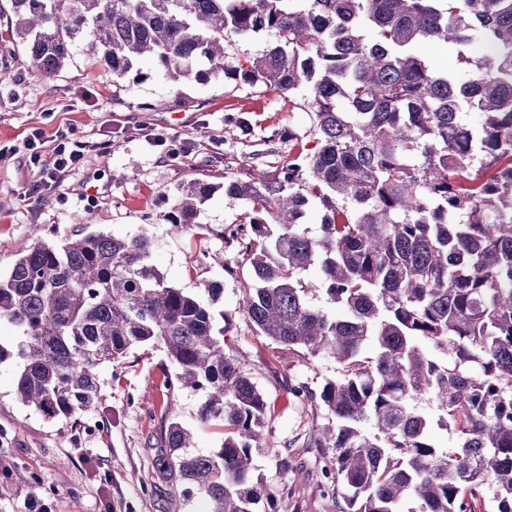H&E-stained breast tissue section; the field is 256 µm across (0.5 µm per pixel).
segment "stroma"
<instances>
[{
  "label": "stroma",
  "mask_w": 512,
  "mask_h": 512,
  "mask_svg": "<svg viewBox=\"0 0 512 512\" xmlns=\"http://www.w3.org/2000/svg\"><path fill=\"white\" fill-rule=\"evenodd\" d=\"M5 69L12 78L0 83V274L26 241L62 242L91 232L121 239L141 231L154 241L151 262L171 285L194 293L221 283L214 309L224 315V351L267 402L263 440L252 451L256 476L277 491L283 512H339L325 477L332 451L309 441L325 414L291 392L319 390L336 378V363L325 355L278 359L270 341L250 330L239 302L253 275L220 236L246 208L225 194L226 180L270 175L313 151L311 87L289 95L262 86L236 89L220 73L203 84L155 74L116 80L89 67L84 45L51 81L37 77L22 54L0 55ZM240 116L249 120L248 133L236 125ZM285 129L292 138L268 152L270 135ZM36 130L95 149L62 184L39 187L27 146ZM197 177L213 191L199 224L175 231L166 219L172 196ZM205 252L235 263V275L201 262ZM173 372L159 347L133 348L98 368L96 408L49 420L18 398L13 366L0 365V512H28L34 476L47 487L40 498L46 512H204L202 499L186 500L162 476L160 429L181 423L203 453L220 448L222 429L200 422L201 392L164 390Z\"/></svg>",
  "instance_id": "stroma-1"
}]
</instances>
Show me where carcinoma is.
I'll use <instances>...</instances> for the list:
<instances>
[{
    "label": "carcinoma",
    "instance_id": "carcinoma-1",
    "mask_svg": "<svg viewBox=\"0 0 512 512\" xmlns=\"http://www.w3.org/2000/svg\"><path fill=\"white\" fill-rule=\"evenodd\" d=\"M10 3L0 16L17 41L5 53L21 50L45 80L85 43L91 65L119 79L145 62L175 84L222 72L282 93L312 87L315 151L267 180L224 182L247 203L229 237L253 273L240 311L278 358L336 360L319 393L294 392L326 412L310 441L332 450L347 512H474L487 489L493 512H512V0ZM259 35L270 37L260 54L229 59V43ZM432 42L453 46L462 67L431 70L419 48ZM212 190L198 178L178 186L167 221L198 223ZM152 249L142 233L22 247L0 276V323L17 331L0 364H13L22 402L70 418L99 403V366L162 348L175 384L203 393L200 421L224 428L220 448L195 453L192 433L170 423L166 473L207 512H280L253 478L267 403L215 330L222 289L168 284ZM312 266L344 317L308 299L300 275ZM421 398L456 447L433 441ZM368 419L372 436L359 428Z\"/></svg>",
    "mask_w": 512,
    "mask_h": 512
}]
</instances>
